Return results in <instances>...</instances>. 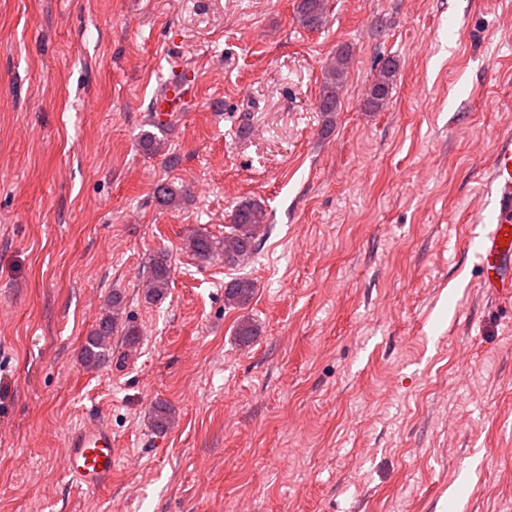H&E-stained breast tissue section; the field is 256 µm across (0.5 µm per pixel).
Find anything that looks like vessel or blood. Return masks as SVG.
I'll return each mask as SVG.
<instances>
[{"label":"vessel or blood","instance_id":"1","mask_svg":"<svg viewBox=\"0 0 512 512\" xmlns=\"http://www.w3.org/2000/svg\"><path fill=\"white\" fill-rule=\"evenodd\" d=\"M195 84L188 71L169 83L151 102L156 123H165L175 112L193 101ZM495 186L496 211L489 232L477 249L482 272L481 285L493 293H512V135L498 143L490 168ZM67 472L79 489L93 491L112 480V429L108 423H85L70 434L67 442Z\"/></svg>","mask_w":512,"mask_h":512}]
</instances>
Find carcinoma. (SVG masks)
I'll list each match as a JSON object with an SVG mask.
<instances>
[{"mask_svg":"<svg viewBox=\"0 0 512 512\" xmlns=\"http://www.w3.org/2000/svg\"><path fill=\"white\" fill-rule=\"evenodd\" d=\"M299 25L310 31H317L327 24L326 0H298L295 9ZM352 53L342 47L329 61L323 72L317 111L331 117L340 105V94L346 81ZM398 71L393 59L386 60L378 69L364 99L368 112H378L386 104ZM164 142L152 131H144L140 146L150 155L162 151ZM186 189L172 183L162 182L155 188L157 201L165 207H174L185 198ZM266 214L263 207L251 200H242L235 205L231 214V224L224 227V236L216 237L206 231L197 230L187 240V248L199 259L214 257L224 259L228 266H239L248 261L257 251L267 233ZM171 285V262L166 251L156 252L149 262L145 296L151 301L164 299ZM255 284L248 278H233L224 285V303L234 308H245L253 298ZM123 297L115 292L108 301L105 315L86 336L81 347V359L85 366L96 367L105 362L112 351V336L123 333L126 342L135 345L138 329L123 320ZM235 336L242 345L250 344L257 336V327L250 318H242L236 325ZM174 415L172 409L163 402L154 403L149 410L152 427L158 431L167 429Z\"/></svg>","mask_w":512,"mask_h":512,"instance_id":"cac0c4a2","label":"carcinoma"}]
</instances>
